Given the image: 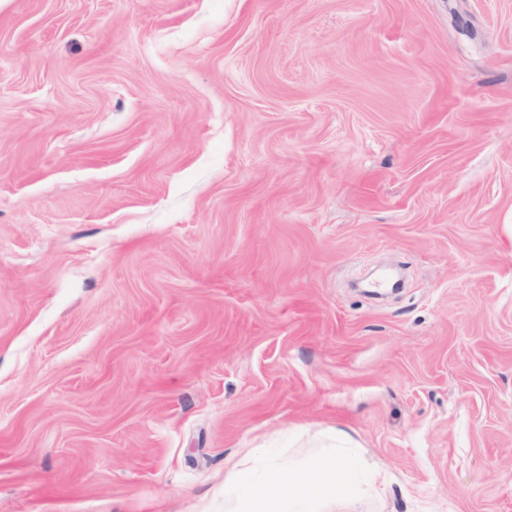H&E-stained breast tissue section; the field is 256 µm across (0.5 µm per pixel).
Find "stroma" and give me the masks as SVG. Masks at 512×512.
Returning <instances> with one entry per match:
<instances>
[{
    "label": "stroma",
    "mask_w": 512,
    "mask_h": 512,
    "mask_svg": "<svg viewBox=\"0 0 512 512\" xmlns=\"http://www.w3.org/2000/svg\"><path fill=\"white\" fill-rule=\"evenodd\" d=\"M328 428L332 512H512V0H0V512Z\"/></svg>",
    "instance_id": "35a3bbf8"
}]
</instances>
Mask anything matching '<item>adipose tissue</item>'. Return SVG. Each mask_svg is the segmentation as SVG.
<instances>
[{"label": "adipose tissue", "instance_id": "1", "mask_svg": "<svg viewBox=\"0 0 512 512\" xmlns=\"http://www.w3.org/2000/svg\"><path fill=\"white\" fill-rule=\"evenodd\" d=\"M383 475L362 470L356 449L336 430L302 459L282 465L267 449L252 451L224 476V512H327L353 491L376 490Z\"/></svg>", "mask_w": 512, "mask_h": 512}]
</instances>
